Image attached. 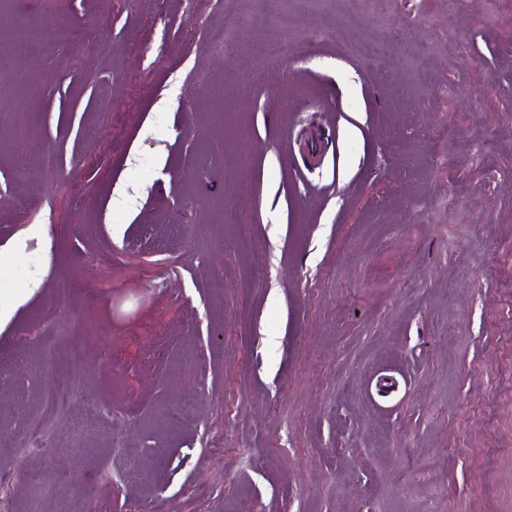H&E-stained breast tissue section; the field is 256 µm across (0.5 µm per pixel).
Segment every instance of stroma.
I'll return each instance as SVG.
<instances>
[{"instance_id": "35a3bbf8", "label": "stroma", "mask_w": 512, "mask_h": 512, "mask_svg": "<svg viewBox=\"0 0 512 512\" xmlns=\"http://www.w3.org/2000/svg\"><path fill=\"white\" fill-rule=\"evenodd\" d=\"M0 297L13 512H512V0H8ZM44 367L50 375V380L44 385L45 393V412H64L71 411L75 407L78 409V421L81 425L87 427H99L105 423L103 410L97 403L84 401L79 406L73 400L71 387L55 377V356L51 352H45Z\"/></svg>"}]
</instances>
